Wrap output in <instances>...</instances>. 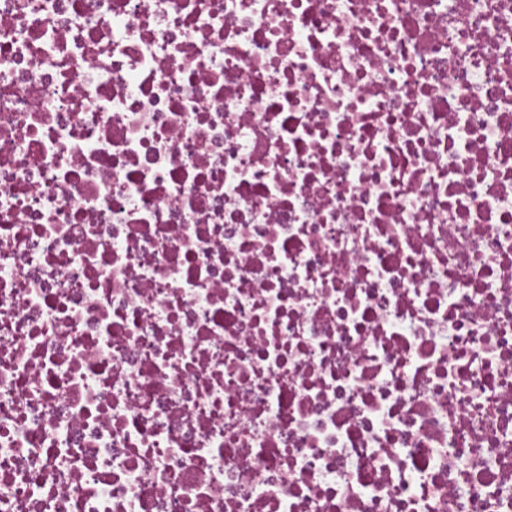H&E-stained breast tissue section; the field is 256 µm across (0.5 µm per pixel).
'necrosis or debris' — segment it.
I'll return each instance as SVG.
<instances>
[{"instance_id":"4bbe7bcc","label":"necrosis or debris","mask_w":512,"mask_h":512,"mask_svg":"<svg viewBox=\"0 0 512 512\" xmlns=\"http://www.w3.org/2000/svg\"><path fill=\"white\" fill-rule=\"evenodd\" d=\"M0 512H512V0H0Z\"/></svg>"}]
</instances>
